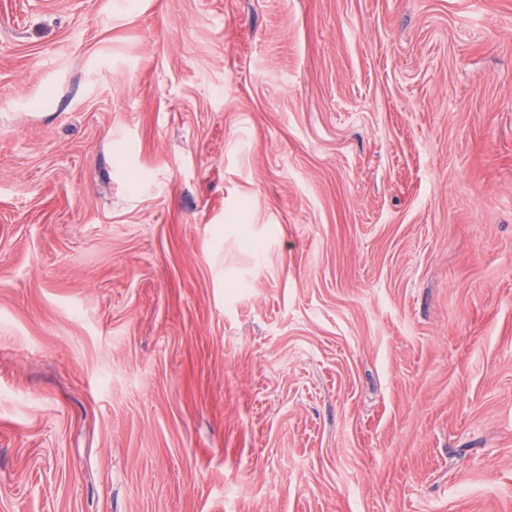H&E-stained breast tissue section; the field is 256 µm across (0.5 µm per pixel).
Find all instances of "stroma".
Returning a JSON list of instances; mask_svg holds the SVG:
<instances>
[{
  "mask_svg": "<svg viewBox=\"0 0 512 512\" xmlns=\"http://www.w3.org/2000/svg\"><path fill=\"white\" fill-rule=\"evenodd\" d=\"M0 512H512V0H0Z\"/></svg>",
  "mask_w": 512,
  "mask_h": 512,
  "instance_id": "stroma-1",
  "label": "stroma"
}]
</instances>
